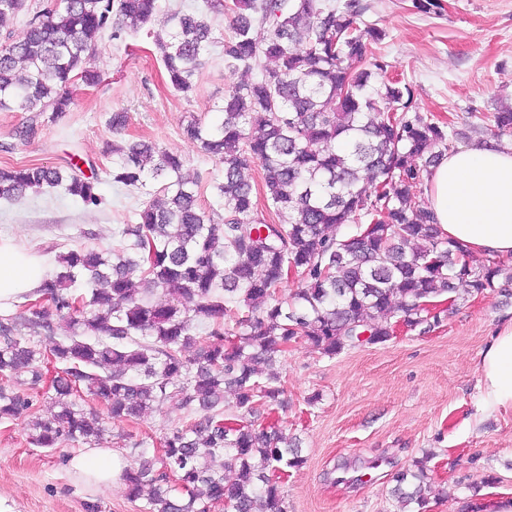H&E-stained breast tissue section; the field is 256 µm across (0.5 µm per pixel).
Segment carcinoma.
<instances>
[{
    "label": "carcinoma",
    "mask_w": 512,
    "mask_h": 512,
    "mask_svg": "<svg viewBox=\"0 0 512 512\" xmlns=\"http://www.w3.org/2000/svg\"><path fill=\"white\" fill-rule=\"evenodd\" d=\"M156 8L157 0H63L33 16L0 50V112L68 111L70 84L100 82L101 34L119 39L150 23ZM227 10L225 70L249 71L263 59L273 66L228 87L216 121L185 127L189 141L224 162L213 185L223 213L202 210L181 155L143 140L114 143L112 182L152 179L160 197L117 228L112 251L58 255L60 270L35 302L0 315V420L29 417V444L92 445L104 420H138L166 403L189 417L158 447L141 439L131 448L120 481L142 512H287L279 474L303 463L298 442L253 417L283 404L277 364L289 346L305 342L332 357L384 343L395 317L424 334L425 305H456L460 284L469 295L512 293V266L495 258L472 266L418 199L455 133L413 109L408 84L379 80L388 64L369 44L386 33L359 26L363 0H231ZM23 11L27 0H0V19ZM170 21V33L147 35L170 85L188 93L212 26L202 13L178 11ZM487 120L494 135L512 136V107ZM253 163L262 207L245 175ZM98 185L72 164L0 168L8 201L61 187L97 206ZM290 266L300 283L284 297ZM54 315L70 334L44 349L39 337L55 335ZM22 370L28 391L10 385ZM43 398L56 408L49 417L40 414ZM226 406L241 412L232 427ZM430 490L418 462L397 474L392 496L399 512H413Z\"/></svg>",
    "instance_id": "obj_1"
}]
</instances>
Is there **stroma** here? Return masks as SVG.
<instances>
[{
	"label": "stroma",
	"mask_w": 512,
	"mask_h": 512,
	"mask_svg": "<svg viewBox=\"0 0 512 512\" xmlns=\"http://www.w3.org/2000/svg\"><path fill=\"white\" fill-rule=\"evenodd\" d=\"M362 20L382 28L385 39L371 50L388 64L387 77L408 83L417 111L434 115L458 132L455 146H474L484 116L512 106V0H437L421 11L419 0H365ZM174 11L205 13L215 38L194 78L192 91L169 84L145 30L118 40L103 37L93 87L69 86L72 105L45 112H0V167L93 162L102 202L86 207L63 189L0 200V237L13 239L56 271L59 253L85 246L108 249L112 230L134 221L136 211L160 186L126 189L113 184L111 147L116 139H146L181 154L185 173L199 181L204 211L218 209L213 184L222 163L187 141L194 120L210 122L230 85L255 72L224 68L222 43L232 34L229 18L208 0H159L152 23L160 29ZM129 124L113 133L112 113ZM512 320V296L496 291L458 300L442 322L421 334L397 329L384 343L348 348L333 357L309 344L289 347L282 365L285 405L264 413L297 436L304 462L283 476L288 512H397L393 478L415 462L427 463L432 489L422 512H452L454 502L491 491L512 498V411L472 419L480 400L478 365L502 324ZM183 413L160 406L137 422H108L98 445L128 457L135 440L159 438L182 424ZM73 447L29 445L23 420L0 421V507L6 512H140L121 484L101 493L72 476Z\"/></svg>",
	"instance_id": "1"
}]
</instances>
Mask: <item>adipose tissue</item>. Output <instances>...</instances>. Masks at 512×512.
I'll return each instance as SVG.
<instances>
[{
  "mask_svg": "<svg viewBox=\"0 0 512 512\" xmlns=\"http://www.w3.org/2000/svg\"><path fill=\"white\" fill-rule=\"evenodd\" d=\"M429 182L431 209L449 240L469 254L512 256V147H458ZM45 275L41 257L0 239V307L31 295ZM478 371L477 416L512 410V322L491 336ZM123 465L108 448L87 449L70 461L73 476L93 493L109 488Z\"/></svg>",
  "mask_w": 512,
  "mask_h": 512,
  "instance_id": "adipose-tissue-1",
  "label": "adipose tissue"
}]
</instances>
